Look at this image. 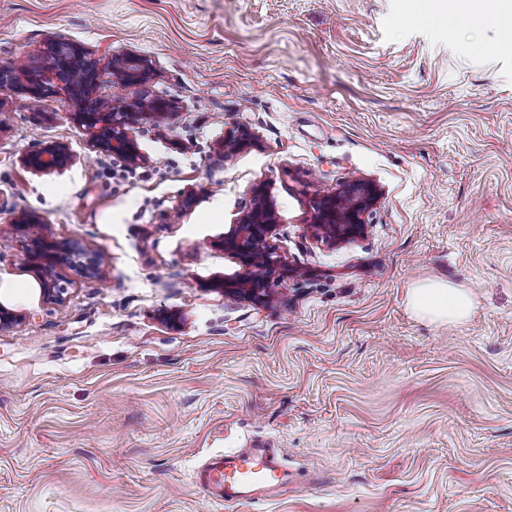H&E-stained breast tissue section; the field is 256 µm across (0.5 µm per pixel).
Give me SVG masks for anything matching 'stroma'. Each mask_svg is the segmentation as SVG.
<instances>
[{"label":"stroma","mask_w":512,"mask_h":512,"mask_svg":"<svg viewBox=\"0 0 512 512\" xmlns=\"http://www.w3.org/2000/svg\"><path fill=\"white\" fill-rule=\"evenodd\" d=\"M79 43L97 94L175 109L128 126L139 165L97 148L54 75ZM152 62L143 84L114 58ZM0 512H512V45L413 0H0ZM49 93L29 104L28 76ZM246 131L232 161L225 137ZM64 144L35 173L23 153ZM366 179L362 236L310 227ZM265 184L270 300L225 298L224 250ZM106 252L48 298L26 238ZM472 290L459 323L409 290ZM283 451L287 486L217 502L208 457ZM22 164L35 173H44L63 167L69 160L65 146L48 145L35 152L21 155ZM409 302L421 319L453 323L467 319L475 306L473 295L442 281H425L410 289Z\"/></svg>","instance_id":"35a3bbf8"}]
</instances>
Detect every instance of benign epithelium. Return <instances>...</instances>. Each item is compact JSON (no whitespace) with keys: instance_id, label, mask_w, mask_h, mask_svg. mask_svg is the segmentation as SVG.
I'll list each match as a JSON object with an SVG mask.
<instances>
[{"instance_id":"benign-epithelium-1","label":"benign epithelium","mask_w":512,"mask_h":512,"mask_svg":"<svg viewBox=\"0 0 512 512\" xmlns=\"http://www.w3.org/2000/svg\"><path fill=\"white\" fill-rule=\"evenodd\" d=\"M85 51L71 44L57 48L54 71L57 79L65 81L69 70L78 63L89 70L88 79L82 84H69L70 94L80 99L90 93L93 87L95 68L83 62L81 56ZM148 60L130 56L122 61L112 63V73L123 83L142 82L150 74ZM142 111L140 103L133 102L125 106L112 124L96 134L97 145L113 153L126 157L137 163L141 155L129 136L127 125L132 118ZM248 143V137L242 132H235L224 138L223 156L228 160ZM69 160L65 146L48 145L35 152L21 155L22 164L35 173H44L63 167ZM381 193L371 182L354 180L343 185L331 196L317 197L313 201L311 227L314 236L323 241L349 243L363 234L365 216L379 202ZM16 228L32 237V252L42 260L36 265L44 294L57 300L63 299L65 288L55 268L59 264L80 265L94 272L101 267V253H87L77 245L60 247L46 242L39 234L41 221L32 215L21 216L13 220ZM277 215L273 201L265 187L254 190L250 209L224 240V248L235 255L241 264V273L231 281L224 282L225 295L236 299H250L258 305L268 299L267 285L280 265V260L273 253L264 249V243L275 231Z\"/></svg>"}]
</instances>
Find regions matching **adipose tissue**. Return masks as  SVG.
<instances>
[{
	"mask_svg": "<svg viewBox=\"0 0 512 512\" xmlns=\"http://www.w3.org/2000/svg\"><path fill=\"white\" fill-rule=\"evenodd\" d=\"M414 313L434 323H453L467 319L474 306L473 295L464 288H455L442 281L416 284L409 293Z\"/></svg>",
	"mask_w": 512,
	"mask_h": 512,
	"instance_id": "ef3b65f1",
	"label": "adipose tissue"
}]
</instances>
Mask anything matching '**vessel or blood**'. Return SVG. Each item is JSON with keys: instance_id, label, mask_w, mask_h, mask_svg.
<instances>
[{"instance_id": "1", "label": "vessel or blood", "mask_w": 512, "mask_h": 512, "mask_svg": "<svg viewBox=\"0 0 512 512\" xmlns=\"http://www.w3.org/2000/svg\"><path fill=\"white\" fill-rule=\"evenodd\" d=\"M210 497L224 502L252 501L284 485L288 472L271 448H247L235 455H216L196 475Z\"/></svg>"}]
</instances>
